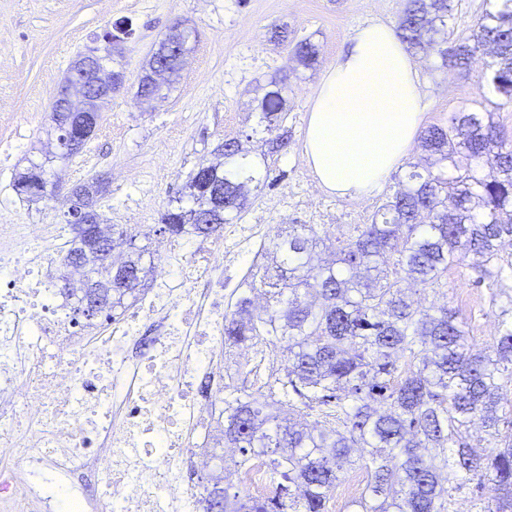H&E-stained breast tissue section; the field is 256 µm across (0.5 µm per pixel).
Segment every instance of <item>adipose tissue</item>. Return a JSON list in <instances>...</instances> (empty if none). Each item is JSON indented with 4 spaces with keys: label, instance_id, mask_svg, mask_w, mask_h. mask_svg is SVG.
Returning <instances> with one entry per match:
<instances>
[{
    "label": "adipose tissue",
    "instance_id": "adipose-tissue-1",
    "mask_svg": "<svg viewBox=\"0 0 512 512\" xmlns=\"http://www.w3.org/2000/svg\"><path fill=\"white\" fill-rule=\"evenodd\" d=\"M425 110L418 71L393 28L362 25L311 99L308 164L336 197L370 196L413 147Z\"/></svg>",
    "mask_w": 512,
    "mask_h": 512
}]
</instances>
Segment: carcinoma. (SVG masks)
<instances>
[{
  "instance_id": "1",
  "label": "carcinoma",
  "mask_w": 512,
  "mask_h": 512,
  "mask_svg": "<svg viewBox=\"0 0 512 512\" xmlns=\"http://www.w3.org/2000/svg\"><path fill=\"white\" fill-rule=\"evenodd\" d=\"M453 0H408L395 31L410 51L433 56L442 69L481 64L482 87L512 103V0H484L468 35L448 26ZM293 57L309 68L318 46L300 41ZM258 107L272 137L268 152L288 145L279 119L289 75L270 82ZM481 95L420 134L423 163H410L369 224L337 233L290 224L260 244L234 300L224 310V363L232 349L262 345L281 354L282 374L258 387L224 385V447L238 449L237 468L262 461L269 493L240 501L210 486L200 512H326L346 465L368 481L354 512H448V482L474 481L496 492L487 512H512V438L486 447L468 441L478 419L499 432V390L512 385V295L502 306L486 353L473 354L458 314L444 304L421 309L400 282L441 289L448 267L468 262L475 283L512 280V260L500 255L512 240V141L491 118ZM212 190L224 209L209 215L177 206L161 216L159 234L214 235L241 218L260 185L257 162L237 138L224 140ZM266 152V153H268ZM261 153V158H266ZM127 261L146 276V245L129 246ZM315 411L324 422L299 427Z\"/></svg>"
}]
</instances>
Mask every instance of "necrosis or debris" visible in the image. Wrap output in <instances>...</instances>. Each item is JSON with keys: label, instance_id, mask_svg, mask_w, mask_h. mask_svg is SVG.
Returning a JSON list of instances; mask_svg holds the SVG:
<instances>
[{"label": "necrosis or debris", "instance_id": "1", "mask_svg": "<svg viewBox=\"0 0 512 512\" xmlns=\"http://www.w3.org/2000/svg\"><path fill=\"white\" fill-rule=\"evenodd\" d=\"M49 224L0 225V512H197L212 427L201 393L224 374V292L244 229L186 248L105 330L75 327L48 284Z\"/></svg>", "mask_w": 512, "mask_h": 512}]
</instances>
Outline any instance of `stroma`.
<instances>
[{"instance_id":"35a3bbf8","label":"stroma","mask_w":512,"mask_h":512,"mask_svg":"<svg viewBox=\"0 0 512 512\" xmlns=\"http://www.w3.org/2000/svg\"><path fill=\"white\" fill-rule=\"evenodd\" d=\"M406 0H0V224H57L67 238L65 191L99 182L95 208L112 224H159L181 197L200 165L214 160L225 139H248L261 151L268 134L256 104L273 76L289 74L291 90L283 121L286 148L268 155L264 186L240 223L255 242L284 224L338 227L367 224L393 193L387 179L367 198H339L317 187L304 154L307 108L331 61L345 50L356 28L379 20L395 25ZM132 29L112 56L125 73L124 86L101 114L94 136L71 161H46L43 147L54 137L52 105L71 64L101 44L117 22ZM188 23L194 35L186 62L161 99L143 101L140 79L169 29ZM286 41L270 39L272 26ZM318 44L317 64L297 65L291 50L303 39ZM429 107L424 125L443 124L478 99L480 71L461 75L437 61L417 59ZM44 163L61 196L32 200L14 187L31 162ZM466 265L448 269L440 292L409 289L420 306L448 304L459 311L473 352L484 351L499 325L488 286L475 285Z\"/></svg>"}]
</instances>
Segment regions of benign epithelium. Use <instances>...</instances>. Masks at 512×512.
Listing matches in <instances>:
<instances>
[{
    "label": "benign epithelium",
    "instance_id": "obj_1",
    "mask_svg": "<svg viewBox=\"0 0 512 512\" xmlns=\"http://www.w3.org/2000/svg\"><path fill=\"white\" fill-rule=\"evenodd\" d=\"M189 37L190 31L182 24L176 23L171 27L164 45L153 53L155 63L146 73L147 82L154 88V93L143 96V99L153 100L161 97L169 71L157 63L158 57L172 51L180 58H185V47ZM103 40L106 46L102 52L83 56L74 63L66 85L61 89L55 102V106L76 116L73 123L68 121L57 124L59 153L78 150L92 138L102 107L111 100L112 94L120 85L110 66L112 44L115 43V39L106 33ZM20 188L31 196H40L46 193L47 180L26 173L20 179ZM200 206L207 211H220L224 202L211 192L209 185L205 184L202 187ZM76 224L78 241L82 249L66 260V266L80 272L85 288L82 313L87 317H93L97 315L100 307L112 298V283L115 282L124 289L135 288L138 280L132 276L129 269L112 262L111 243L102 235L94 217L81 218Z\"/></svg>",
    "mask_w": 512,
    "mask_h": 512
}]
</instances>
